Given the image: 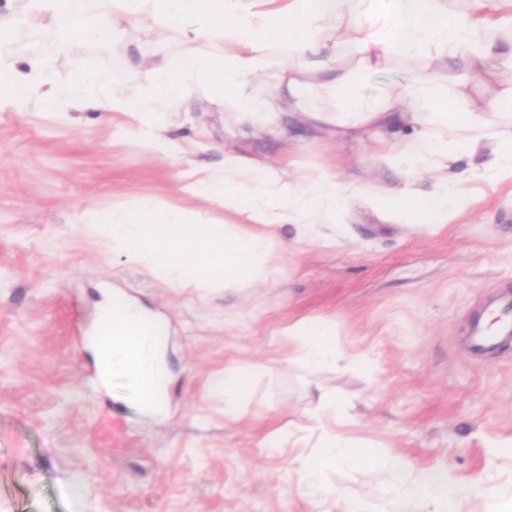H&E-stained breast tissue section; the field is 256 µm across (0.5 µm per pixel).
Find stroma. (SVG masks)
<instances>
[{
  "mask_svg": "<svg viewBox=\"0 0 512 512\" xmlns=\"http://www.w3.org/2000/svg\"><path fill=\"white\" fill-rule=\"evenodd\" d=\"M60 20L21 26L16 66L47 62L54 95L39 82L28 104L0 106V512H319L336 489L397 512L385 490L428 469L449 471L468 512H493L472 485L512 480V340L477 357L472 324L498 295H512V179L460 184L469 200L440 230L384 221L354 207L335 236L280 235L276 282L237 289L175 288L121 261L84 215L100 220L151 199L154 218L182 210L213 224H243L190 185L220 179L224 155L311 177L370 183L399 179L377 143L311 125L288 107L273 75L285 49L249 76L265 101L252 119L206 90L168 104L159 138L141 131L125 102L146 99L144 59L175 60L184 45L151 15L119 20L111 42H51ZM428 53L367 73L360 105L414 87ZM103 73L100 109L74 84ZM120 289L162 316L175 382L163 417L147 415L122 381L103 384L86 340L103 293ZM322 323L342 359L308 370L289 326ZM252 373L236 420L212 392L225 367ZM346 406L340 432L386 448L393 465L297 472L294 440L310 435L320 393Z\"/></svg>",
  "mask_w": 512,
  "mask_h": 512,
  "instance_id": "stroma-1",
  "label": "stroma"
}]
</instances>
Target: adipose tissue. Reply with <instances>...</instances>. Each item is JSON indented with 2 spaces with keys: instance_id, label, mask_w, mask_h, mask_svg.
<instances>
[{
  "instance_id": "ef3b65f1",
  "label": "adipose tissue",
  "mask_w": 512,
  "mask_h": 512,
  "mask_svg": "<svg viewBox=\"0 0 512 512\" xmlns=\"http://www.w3.org/2000/svg\"><path fill=\"white\" fill-rule=\"evenodd\" d=\"M30 2L35 17L64 20V39L69 43L109 42L117 20L149 10L162 26L180 34L185 51L175 61L149 65L153 94L148 101L127 104V111L147 115L202 87L238 107L244 116H251L263 104L240 96L242 80L265 68L264 48L282 46L287 50L283 69L288 74V102L308 123L341 127L356 136L389 134L394 139L392 160L405 176L382 196L369 184L339 182L330 175L315 179L299 175L287 182L271 168L225 155L223 180L195 185L194 191L247 214L249 220L263 225L260 233L240 230L234 224L193 223L179 210L155 222L147 201L106 221L86 216V224L96 227L111 243L113 255L157 274L171 286L231 289L272 281L275 269L268 255L284 245L277 226H296L302 239L314 218L339 221L356 203L373 210L386 209L400 224L420 213L433 226H444L450 213L468 204L451 184V169L461 161L474 173L512 177V129L466 134V127L485 121L486 115L460 112L466 85L449 84L447 78L449 67L459 61L471 73L485 74L500 47L477 19L448 12L441 0ZM21 23L13 13H0V98L18 107L27 103L22 89L30 77L39 78L45 86L51 83L42 62H31L26 73L10 63ZM204 37L231 40L234 49L218 59L202 55L194 45ZM431 48L440 65L426 72L416 92L435 104V112L409 111L402 96L386 99L374 110H361L359 90L367 72L394 59L415 58ZM344 51L357 56L355 67L337 65L336 57ZM313 87L334 99L335 110L306 108L307 92ZM446 124L463 129V136L449 138L442 130ZM425 177L430 180L426 191L419 187ZM103 319L112 329L111 336L96 335L89 343L100 375L122 379L146 412L163 414L173 375L165 359L162 322L119 292L105 302ZM288 333L300 344L307 367L335 364L336 346L324 326L294 325ZM317 446V452L299 457V473L381 466L388 460L387 451L381 448L355 450L350 440L334 429H321ZM388 494L399 512H463L457 485L444 470L425 471L409 485L395 483Z\"/></svg>"
}]
</instances>
